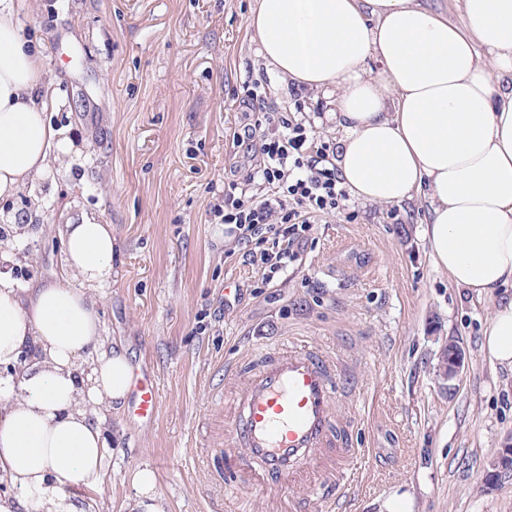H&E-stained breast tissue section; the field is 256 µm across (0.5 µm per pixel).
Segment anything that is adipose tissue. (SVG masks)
<instances>
[{"label":"adipose tissue","mask_w":512,"mask_h":512,"mask_svg":"<svg viewBox=\"0 0 512 512\" xmlns=\"http://www.w3.org/2000/svg\"><path fill=\"white\" fill-rule=\"evenodd\" d=\"M29 0H0V198L50 170L69 145L39 51L19 33ZM460 22L421 0H258L248 18L266 66L332 96L336 164L352 197L429 206L436 266L498 298L484 347L512 368V0H456ZM67 276L18 287L0 273V512H80L100 490L104 414L130 389L122 346H106L97 287L112 278V227L85 218L61 238Z\"/></svg>","instance_id":"adipose-tissue-1"}]
</instances>
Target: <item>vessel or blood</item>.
Returning a JSON list of instances; mask_svg holds the SVG:
<instances>
[{"label":"vessel or blood","mask_w":512,"mask_h":512,"mask_svg":"<svg viewBox=\"0 0 512 512\" xmlns=\"http://www.w3.org/2000/svg\"><path fill=\"white\" fill-rule=\"evenodd\" d=\"M341 373L336 361L317 348L270 347L250 360L233 395L228 445L242 449V466L262 483L288 488L306 484L299 461L326 459L337 476L352 479L355 450L334 414ZM161 399L154 374L137 373L128 413L153 423Z\"/></svg>","instance_id":"obj_1"}]
</instances>
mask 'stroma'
I'll return each mask as SVG.
<instances>
[{"instance_id":"obj_1","label":"stroma","mask_w":512,"mask_h":512,"mask_svg":"<svg viewBox=\"0 0 512 512\" xmlns=\"http://www.w3.org/2000/svg\"><path fill=\"white\" fill-rule=\"evenodd\" d=\"M256 0H31L19 28L53 83L48 115L73 149L0 215L34 229L0 247L19 286L62 277L65 225L112 227V281L98 289L107 344L151 370L153 425L110 413L100 492L86 512H127L135 470L156 478L160 512H512V480L486 473L512 448V369L482 341L497 302L436 267L426 206L351 198L316 224L273 284L244 261L209 209L257 162L236 135L254 115L245 90L288 87L262 66L247 25ZM238 294L224 301V285ZM465 351L453 381L448 341ZM312 346L340 365L334 412L361 453L351 481L311 475V491L260 486L220 450L233 364L269 346Z\"/></svg>"}]
</instances>
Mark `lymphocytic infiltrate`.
Listing matches in <instances>:
<instances>
[{
  "instance_id": "1",
  "label": "lymphocytic infiltrate",
  "mask_w": 512,
  "mask_h": 512,
  "mask_svg": "<svg viewBox=\"0 0 512 512\" xmlns=\"http://www.w3.org/2000/svg\"><path fill=\"white\" fill-rule=\"evenodd\" d=\"M288 108L272 104L261 83L246 92V103L256 120L247 130L260 155L245 180L253 185L250 197L234 189L224 191L223 202L209 210L212 221L243 250V257L271 284L298 259L319 217L342 208L348 194L334 163L336 150L318 139L300 118L301 90H290Z\"/></svg>"
}]
</instances>
